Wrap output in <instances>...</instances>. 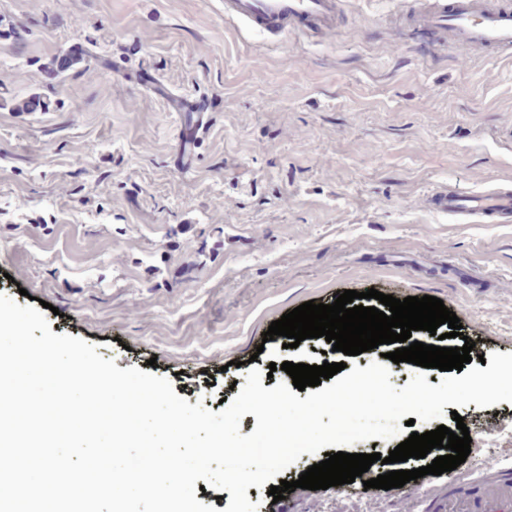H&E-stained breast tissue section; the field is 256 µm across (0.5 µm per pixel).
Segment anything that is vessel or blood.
<instances>
[{
  "mask_svg": "<svg viewBox=\"0 0 512 512\" xmlns=\"http://www.w3.org/2000/svg\"><path fill=\"white\" fill-rule=\"evenodd\" d=\"M344 5L345 0H224V19L278 43L292 36L323 43L335 38ZM410 18L436 45L512 53V6L504 0H422ZM424 203L464 224L512 222L508 184L471 192L442 188L430 192ZM437 512H512V478L455 475Z\"/></svg>",
  "mask_w": 512,
  "mask_h": 512,
  "instance_id": "b4317fda",
  "label": "vessel or blood"
}]
</instances>
